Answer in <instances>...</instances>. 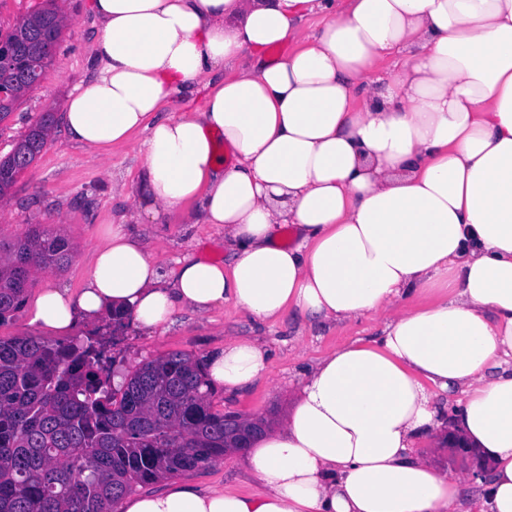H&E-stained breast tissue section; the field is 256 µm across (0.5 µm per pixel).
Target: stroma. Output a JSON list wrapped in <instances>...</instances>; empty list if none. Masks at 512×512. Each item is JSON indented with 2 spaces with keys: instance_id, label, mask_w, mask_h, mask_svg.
Masks as SVG:
<instances>
[{
  "instance_id": "35a3bbf8",
  "label": "stroma",
  "mask_w": 512,
  "mask_h": 512,
  "mask_svg": "<svg viewBox=\"0 0 512 512\" xmlns=\"http://www.w3.org/2000/svg\"><path fill=\"white\" fill-rule=\"evenodd\" d=\"M59 6L70 21L64 26L45 81L22 99L7 122L0 124V155L9 153L15 140L42 113L59 112L73 88L91 74L97 37L91 0H59ZM143 163L131 145L113 147L107 162L98 163L68 139L62 122H55L49 144L19 176L11 194L0 199V241H16L38 226L64 237L73 248L67 267L36 276L26 293L27 300H34L40 288L48 284L81 287L107 228L114 223H132L127 195ZM144 242L148 251L168 266L188 253L218 261L225 257L224 236L217 227L184 223L179 213L173 214L169 223L151 225ZM381 329V322L372 318L333 326L287 316L259 325L243 315L216 309L203 316L179 313L172 325L155 332L130 323L116 335L110 320L82 323L74 336L102 343L103 368L108 373L128 372L143 360L174 351L204 359L223 348L229 338H259L271 353L266 375L237 392L216 387L212 405L219 411L276 420L291 403L304 373L320 357L353 340L374 339ZM190 478L203 487L221 486L240 493L260 488L246 456L240 452L227 453L212 466L192 472Z\"/></svg>"
}]
</instances>
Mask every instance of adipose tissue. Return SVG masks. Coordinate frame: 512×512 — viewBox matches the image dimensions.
<instances>
[{"label":"adipose tissue","instance_id":"adipose-tissue-1","mask_svg":"<svg viewBox=\"0 0 512 512\" xmlns=\"http://www.w3.org/2000/svg\"><path fill=\"white\" fill-rule=\"evenodd\" d=\"M93 9L92 74L64 103L67 136L97 159L138 142V223L185 209L223 231L230 260L189 255L168 271L116 224L80 288H41L31 323L64 336L115 308L147 330L217 308L259 324L385 322L380 339L322 356L254 441L262 492L188 479L124 512H512V0ZM285 42L295 50L267 61ZM246 53L253 65L237 68ZM200 85L202 110L166 111ZM269 363L260 340L233 339L207 374L233 392ZM448 393L445 421L435 400ZM452 433L493 463L466 504V477L421 451Z\"/></svg>","mask_w":512,"mask_h":512}]
</instances>
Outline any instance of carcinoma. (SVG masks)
I'll list each match as a JSON object with an SVG mask.
<instances>
[{
	"label": "carcinoma",
	"mask_w": 512,
	"mask_h": 512,
	"mask_svg": "<svg viewBox=\"0 0 512 512\" xmlns=\"http://www.w3.org/2000/svg\"><path fill=\"white\" fill-rule=\"evenodd\" d=\"M55 0L27 17L28 40L61 32ZM19 50L4 83L30 90L29 73L47 57ZM46 112L0 157V198L43 148ZM0 325L25 302L34 275L62 269L68 242L37 226L0 243ZM94 343L0 341V512H114L138 487L207 468L230 451L227 414L213 410L205 362L184 352L143 361L111 385Z\"/></svg>",
	"instance_id": "obj_1"
}]
</instances>
